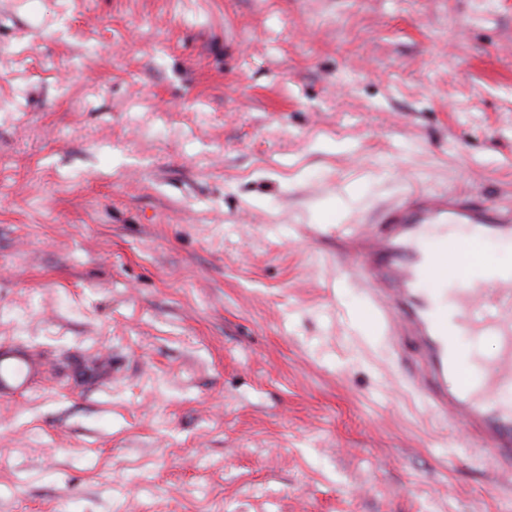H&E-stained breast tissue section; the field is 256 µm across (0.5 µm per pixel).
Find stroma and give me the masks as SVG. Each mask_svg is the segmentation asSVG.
Listing matches in <instances>:
<instances>
[{
    "mask_svg": "<svg viewBox=\"0 0 512 512\" xmlns=\"http://www.w3.org/2000/svg\"><path fill=\"white\" fill-rule=\"evenodd\" d=\"M512 199V0H0V512H512L336 227ZM41 373L40 362L31 356L0 351V397H8L29 387Z\"/></svg>",
    "mask_w": 512,
    "mask_h": 512,
    "instance_id": "obj_1",
    "label": "stroma"
}]
</instances>
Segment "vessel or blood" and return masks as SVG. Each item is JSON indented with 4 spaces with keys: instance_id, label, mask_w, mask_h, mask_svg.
I'll return each mask as SVG.
<instances>
[{
    "instance_id": "vessel-or-blood-1",
    "label": "vessel or blood",
    "mask_w": 512,
    "mask_h": 512,
    "mask_svg": "<svg viewBox=\"0 0 512 512\" xmlns=\"http://www.w3.org/2000/svg\"><path fill=\"white\" fill-rule=\"evenodd\" d=\"M336 236V261L365 285L405 387L512 478V265L467 254L512 246V206L463 190H412L371 224L337 226ZM484 337L497 342L492 355L469 350ZM40 373L36 358L1 350L0 397Z\"/></svg>"
}]
</instances>
